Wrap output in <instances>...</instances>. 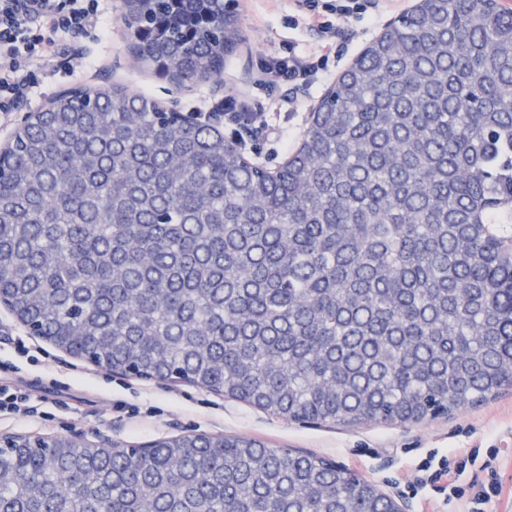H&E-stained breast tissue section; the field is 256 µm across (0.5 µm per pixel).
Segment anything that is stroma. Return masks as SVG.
Listing matches in <instances>:
<instances>
[{
	"mask_svg": "<svg viewBox=\"0 0 512 512\" xmlns=\"http://www.w3.org/2000/svg\"><path fill=\"white\" fill-rule=\"evenodd\" d=\"M233 2L230 15L239 37L224 56L221 80L179 84L132 56L122 19L123 0H102L99 11L106 32L94 30L64 42L60 59L51 63L32 61L38 84L16 111L0 114V150L11 144L26 117L55 93L85 83H117L179 112H205L225 95H248L258 106L251 128L238 132L222 120L215 126L225 139L241 141L249 161L275 171L285 162L290 145L302 139L325 92L389 22L417 4V0H397L386 8L381 0H358L360 12L334 20L333 51L315 82L297 100L278 108L271 104L270 90L255 83L260 61L291 49L317 60L322 36L301 16L294 0ZM7 336L24 337L28 353H16L4 344ZM1 382L31 389L42 399L43 413L31 419L0 418V437H66L91 444L102 432L113 442L139 447L188 433L254 438L272 448L313 453L336 462L376 484L388 497L406 503L410 512H465L460 502H445L442 494L428 489L415 496L410 487L420 477L417 464L429 454L476 448L479 462L467 467L462 482L471 481L481 462L493 461L507 493L486 510L512 512V391L418 423L343 427L290 422L206 389L94 366L29 335L25 325L0 304ZM491 448L498 451L493 460L487 454Z\"/></svg>",
	"mask_w": 512,
	"mask_h": 512,
	"instance_id": "35a3bbf8",
	"label": "stroma"
}]
</instances>
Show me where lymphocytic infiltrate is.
Segmentation results:
<instances>
[{"label":"lymphocytic infiltrate","instance_id":"obj_1","mask_svg":"<svg viewBox=\"0 0 512 512\" xmlns=\"http://www.w3.org/2000/svg\"><path fill=\"white\" fill-rule=\"evenodd\" d=\"M98 19L99 0H0V112L15 111L27 97L35 80L30 69L33 59H54L62 36L81 38L97 27ZM316 74L308 58L291 52L263 60L256 80L285 88L279 99L284 105L289 92L305 90ZM476 457V449L457 448L451 457L426 459L417 485L467 500L469 512H484L485 505L500 497L503 486L489 462L483 466L482 480L461 483L462 474Z\"/></svg>","mask_w":512,"mask_h":512}]
</instances>
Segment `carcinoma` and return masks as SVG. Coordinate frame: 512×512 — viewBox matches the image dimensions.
I'll list each match as a JSON object with an SVG mask.
<instances>
[{"label":"carcinoma","mask_w":512,"mask_h":512,"mask_svg":"<svg viewBox=\"0 0 512 512\" xmlns=\"http://www.w3.org/2000/svg\"><path fill=\"white\" fill-rule=\"evenodd\" d=\"M140 59L220 78L224 0H124ZM0 300L115 373L269 415L421 422L512 389V10L419 0L275 173L119 84L53 96L0 165ZM0 512H399L249 438L16 437Z\"/></svg>","instance_id":"1"}]
</instances>
